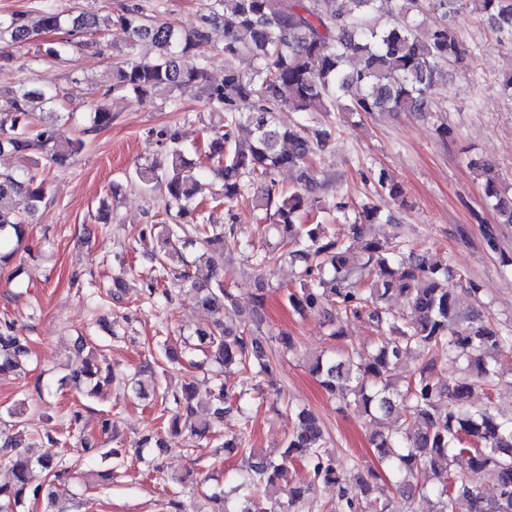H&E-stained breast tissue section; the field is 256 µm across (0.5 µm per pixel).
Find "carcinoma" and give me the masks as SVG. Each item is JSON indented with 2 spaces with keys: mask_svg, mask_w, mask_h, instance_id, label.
Listing matches in <instances>:
<instances>
[{
  "mask_svg": "<svg viewBox=\"0 0 512 512\" xmlns=\"http://www.w3.org/2000/svg\"><path fill=\"white\" fill-rule=\"evenodd\" d=\"M210 14L197 27L184 28L126 7L115 17L80 12L67 20L50 7L30 20L24 14L0 17V43H26L42 34L71 25L74 31L116 30L132 47L141 43L152 56L113 63L107 92H124L137 101L174 93H204L223 107L212 126L208 159L216 164L222 183L212 202L230 204L249 195L273 218L263 228L264 242L250 246L247 259L261 271L277 260L300 269L299 288L286 295V304L299 316L318 314L330 326L329 336L343 345L309 358L308 368L321 387L346 408L376 428L371 439L381 469L393 478L395 490L410 497L432 499L433 512H512V417L502 419L489 409L470 407L473 392L496 381L497 355L512 350V332H503L478 313L462 315L456 295L448 288V268L429 262L401 241L382 242L370 228L385 220L374 202L359 206L352 222L355 251L328 233L313 214L325 209L311 195L316 171L311 157L325 150L334 133L331 125L299 124L282 129L274 112H333L344 98L348 110L373 112L429 111L434 94L446 84L449 67L466 53L458 27L468 0H209ZM497 40L512 46V0H474ZM224 27V83L209 81L208 63L193 59L198 43L209 39V27ZM253 59L244 74L233 65L242 52ZM58 92L21 83L0 102V154L20 157L41 149L50 164L63 165L85 143L58 128H40L35 109L57 104ZM90 130L112 123L103 103L91 109ZM244 129L247 136H235ZM162 159L137 167L130 180L143 191H164L172 219L191 218L189 224H153L157 248L152 259L164 272L183 267L180 287L195 292L198 307L216 316L213 328L197 332L198 343H185L188 352L201 351L217 366L216 382L206 393V410L198 411V391L186 386L161 401L172 400L169 431L187 430L190 437L213 436L224 417L238 414L242 424L224 435V447L245 448L250 437L247 414L240 401L264 382L277 391L279 360L266 346L260 325L268 284L260 282L253 307L239 308L232 286L224 281V239L242 233L236 224L221 229L208 223L195 198L201 170L189 162L175 132L160 131ZM483 178L486 204L502 224H512V192L489 163L476 164ZM288 169L296 185L276 189L273 172ZM382 192L405 203L399 184L379 176ZM46 179L25 170L0 173V260L10 261L22 240L24 224L45 201ZM198 249L194 262L188 246ZM395 296L406 312L395 315L387 304ZM364 318L373 325L377 341L360 352L345 343L344 322ZM79 363L63 382L78 392H96L112 381L110 366L97 347L74 340ZM26 339L11 326L0 328V374L16 372L28 362ZM420 361L410 377L400 381L394 369L404 358ZM451 368H445V365ZM242 374L240 386L225 378ZM324 426L309 410L295 411V422L284 451L277 458L244 461L237 498L230 502L220 490L208 496L210 512H251L250 499L265 493L269 512H292L306 505L319 483L336 485L337 512H392L387 480L371 466L358 463L361 496L345 487V474L327 450ZM35 444L19 446L17 437L0 440V512H25L29 501L43 499L46 512L57 507L56 483L67 478L65 459L34 452ZM465 456L470 476L452 481L448 468ZM38 467L45 486L31 487L29 474ZM489 480L495 494L487 497L482 484Z\"/></svg>",
  "mask_w": 512,
  "mask_h": 512,
  "instance_id": "obj_1",
  "label": "carcinoma"
}]
</instances>
